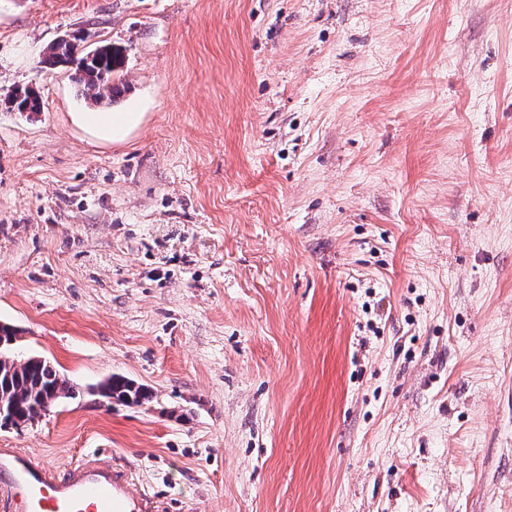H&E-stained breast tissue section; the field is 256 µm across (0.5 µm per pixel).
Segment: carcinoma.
<instances>
[{"label":"carcinoma","instance_id":"carcinoma-1","mask_svg":"<svg viewBox=\"0 0 512 512\" xmlns=\"http://www.w3.org/2000/svg\"><path fill=\"white\" fill-rule=\"evenodd\" d=\"M41 64L54 69L74 67V79L82 96L95 104L112 102L123 92L119 85L121 71L125 64L123 51L110 44L95 48L94 54L78 49V44L68 38L53 42L43 54ZM4 104L19 112H40L43 104L38 93L32 88H19ZM13 346H0V404L5 409H13L24 425L35 423L49 406L44 396L53 393L56 400L70 395V386L65 378L45 361L32 357L19 359L12 354ZM101 390L107 396L121 402L141 404L150 399L146 390L133 381L112 376Z\"/></svg>","mask_w":512,"mask_h":512}]
</instances>
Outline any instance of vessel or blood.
I'll return each mask as SVG.
<instances>
[{
	"label": "vessel or blood",
	"instance_id": "obj_1",
	"mask_svg": "<svg viewBox=\"0 0 512 512\" xmlns=\"http://www.w3.org/2000/svg\"><path fill=\"white\" fill-rule=\"evenodd\" d=\"M0 512H164L135 491L128 470L100 455L58 470L31 454L0 448Z\"/></svg>",
	"mask_w": 512,
	"mask_h": 512
}]
</instances>
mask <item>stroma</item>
<instances>
[{
  "label": "stroma",
  "mask_w": 512,
  "mask_h": 512,
  "mask_svg": "<svg viewBox=\"0 0 512 512\" xmlns=\"http://www.w3.org/2000/svg\"><path fill=\"white\" fill-rule=\"evenodd\" d=\"M0 321L166 512H512V0H0ZM78 46L72 39L59 38L47 48L40 63L50 69L74 66V79L85 100L95 104L106 100L111 104L123 92L118 83L125 64L123 51L112 44L86 52L78 50ZM92 51L95 53L91 56ZM5 106L19 112H40L43 104L38 93L32 88H18L4 101ZM132 115L120 116L112 112H89L83 118V123L102 137L117 136L124 127L136 121ZM101 390L106 396L116 398L121 402L131 401L134 404H142L143 401H149L150 399L149 394L143 387L135 386L132 380L122 376L110 377L102 385Z\"/></svg>",
  "instance_id": "stroma-1"
}]
</instances>
